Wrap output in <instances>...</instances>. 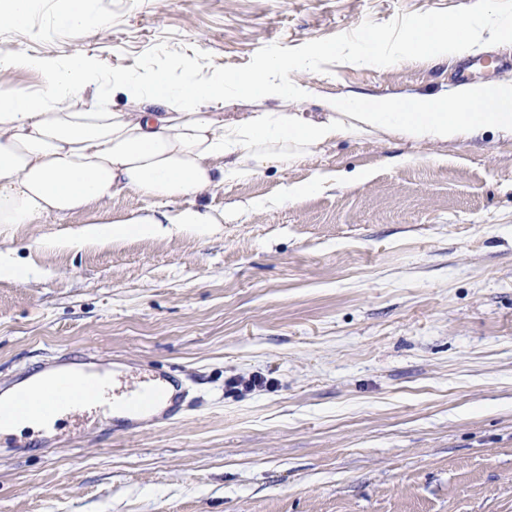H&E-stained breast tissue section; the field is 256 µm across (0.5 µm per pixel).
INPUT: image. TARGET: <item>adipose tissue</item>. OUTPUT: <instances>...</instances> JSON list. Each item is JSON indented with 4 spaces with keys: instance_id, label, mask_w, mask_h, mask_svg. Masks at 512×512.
<instances>
[{
    "instance_id": "1",
    "label": "adipose tissue",
    "mask_w": 512,
    "mask_h": 512,
    "mask_svg": "<svg viewBox=\"0 0 512 512\" xmlns=\"http://www.w3.org/2000/svg\"><path fill=\"white\" fill-rule=\"evenodd\" d=\"M7 71L37 73L42 84L18 87L4 80ZM118 93L127 108H114ZM311 96L307 83L273 62L258 73L204 79L191 67L176 76L153 69L107 75L83 50L1 52L0 227L82 213L69 247L164 237L223 223L204 197L263 168L294 167L341 138L384 131L430 145L486 128L512 135V76L419 101L328 96L320 116L297 109ZM245 100L256 110L237 111ZM128 193L150 200L151 209L99 217Z\"/></svg>"
}]
</instances>
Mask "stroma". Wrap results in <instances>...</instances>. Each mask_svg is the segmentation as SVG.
Instances as JSON below:
<instances>
[{
	"instance_id": "1",
	"label": "stroma",
	"mask_w": 512,
	"mask_h": 512,
	"mask_svg": "<svg viewBox=\"0 0 512 512\" xmlns=\"http://www.w3.org/2000/svg\"><path fill=\"white\" fill-rule=\"evenodd\" d=\"M474 0H92L78 36L42 0L0 51L81 48L133 67L157 43L216 66L365 20ZM462 56L304 72L316 98L429 97ZM335 179L282 200L283 186ZM206 236L46 250L81 216L0 228L35 276L0 279V380L92 353L176 371L193 405L157 430L0 449V512H512V136L378 132L207 198ZM258 376L263 386L236 387Z\"/></svg>"
}]
</instances>
